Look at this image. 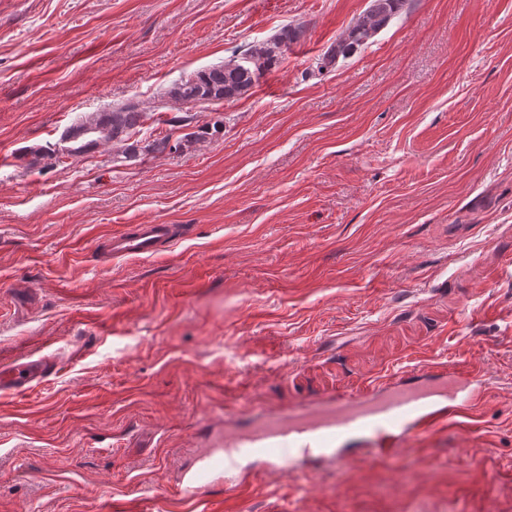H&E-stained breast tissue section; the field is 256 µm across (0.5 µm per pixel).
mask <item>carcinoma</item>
I'll use <instances>...</instances> for the list:
<instances>
[{"label": "carcinoma", "mask_w": 512, "mask_h": 512, "mask_svg": "<svg viewBox=\"0 0 512 512\" xmlns=\"http://www.w3.org/2000/svg\"><path fill=\"white\" fill-rule=\"evenodd\" d=\"M403 0H370L366 15L349 26L342 37L332 44L322 58L326 66H336L355 50L364 47L398 14ZM300 31L287 29L271 44L254 45L241 53H234L219 65L204 68L181 77L169 87L167 96L183 104L233 101L245 95L256 82L279 63L281 46L296 40ZM147 112L134 101H128L103 112L86 115L70 125L62 135L68 144L69 158L83 157L100 144L121 145L126 159L137 157L141 151L164 153L191 148L212 134L208 124L171 141L165 135L140 145L136 139Z\"/></svg>", "instance_id": "1"}]
</instances>
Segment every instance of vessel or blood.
<instances>
[{
    "label": "vessel or blood",
    "instance_id": "obj_1",
    "mask_svg": "<svg viewBox=\"0 0 512 512\" xmlns=\"http://www.w3.org/2000/svg\"><path fill=\"white\" fill-rule=\"evenodd\" d=\"M168 236V225L141 224L113 234L108 240L109 253L116 258L149 255ZM52 369L49 358H22L0 368V385L22 392ZM487 390L481 376L456 371L449 374L444 387L407 377L397 385L369 384L355 398H328L316 412L264 414L227 438L222 455L203 458L185 476L181 493L185 500L198 502L200 491L219 478L232 489L246 490L251 479L246 463L253 458L261 459L269 470L287 474L311 462L343 464L340 443L350 434L367 437L373 454L399 456L412 441L455 418L472 416Z\"/></svg>",
    "mask_w": 512,
    "mask_h": 512
}]
</instances>
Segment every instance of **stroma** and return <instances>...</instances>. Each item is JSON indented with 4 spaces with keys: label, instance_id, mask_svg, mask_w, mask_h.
Instances as JSON below:
<instances>
[{
    "label": "stroma",
    "instance_id": "obj_1",
    "mask_svg": "<svg viewBox=\"0 0 512 512\" xmlns=\"http://www.w3.org/2000/svg\"><path fill=\"white\" fill-rule=\"evenodd\" d=\"M370 0H0V512H189L227 425L448 370L477 418L301 474L249 466L212 512H512V0H407L335 70ZM303 35L188 153L53 161L77 118L287 28ZM140 224L172 236L111 259ZM53 361L46 357L37 360L19 359L0 370V385L17 392L28 390L32 383L53 370Z\"/></svg>",
    "mask_w": 512,
    "mask_h": 512
}]
</instances>
